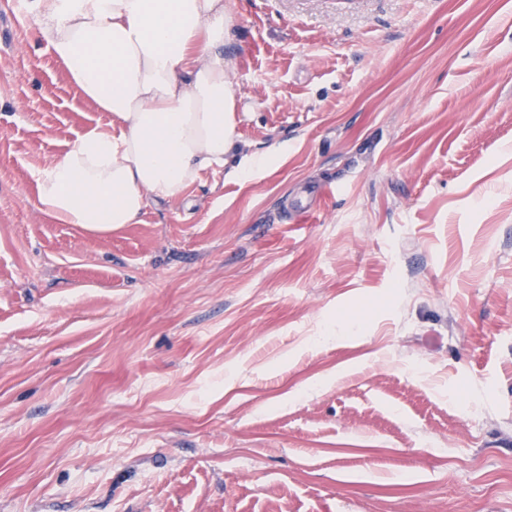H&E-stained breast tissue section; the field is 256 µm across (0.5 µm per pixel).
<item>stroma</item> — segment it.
<instances>
[{"label":"stroma","instance_id":"1","mask_svg":"<svg viewBox=\"0 0 512 512\" xmlns=\"http://www.w3.org/2000/svg\"><path fill=\"white\" fill-rule=\"evenodd\" d=\"M224 5L270 165L98 228L33 174L110 115L0 0V512H512V0Z\"/></svg>","mask_w":512,"mask_h":512}]
</instances>
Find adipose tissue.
<instances>
[{"mask_svg": "<svg viewBox=\"0 0 512 512\" xmlns=\"http://www.w3.org/2000/svg\"><path fill=\"white\" fill-rule=\"evenodd\" d=\"M83 97L109 113L35 175L61 224H137L236 146L224 0H22Z\"/></svg>", "mask_w": 512, "mask_h": 512, "instance_id": "1", "label": "adipose tissue"}]
</instances>
